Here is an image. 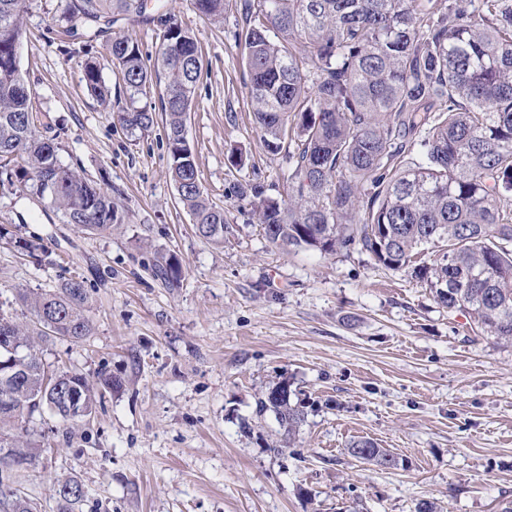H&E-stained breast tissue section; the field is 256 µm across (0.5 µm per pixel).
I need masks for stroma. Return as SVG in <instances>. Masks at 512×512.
<instances>
[{
  "mask_svg": "<svg viewBox=\"0 0 512 512\" xmlns=\"http://www.w3.org/2000/svg\"><path fill=\"white\" fill-rule=\"evenodd\" d=\"M197 40L202 74L187 139L202 187L223 206L220 245L196 236L169 178L162 125L127 134L83 78L94 57L123 90L107 39L65 54L64 0H26L18 48L42 134L63 164L82 168L128 219L88 235L20 186L0 184V226L37 238L23 257L0 239V308L22 315L17 288H55L76 276L90 291L92 333L48 341L57 371L119 383L90 422L62 426L48 412L9 426L43 449L20 470L39 512H58L55 489L77 477L79 512H501L512 501V347L475 336L423 284L353 249L323 254L267 241L240 184L284 197L294 145L270 152L253 121L249 75L236 37L243 0L220 24L191 0H146ZM176 256L179 287L153 276ZM306 403L293 438L257 402L279 382ZM372 439L397 466L349 455Z\"/></svg>",
  "mask_w": 512,
  "mask_h": 512,
  "instance_id": "1",
  "label": "stroma"
}]
</instances>
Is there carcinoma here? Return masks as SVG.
Segmentation results:
<instances>
[{
  "label": "carcinoma",
  "instance_id": "carcinoma-1",
  "mask_svg": "<svg viewBox=\"0 0 512 512\" xmlns=\"http://www.w3.org/2000/svg\"><path fill=\"white\" fill-rule=\"evenodd\" d=\"M25 0H0V171L45 202L64 224L102 233L125 223L112 193L58 159L42 137L17 56ZM212 23L224 21L229 0H192ZM145 0H68L71 36L81 44L118 17L145 16ZM238 46L249 73L248 94L267 148L283 140L293 169L286 198L261 186L237 187L250 200L268 242L324 253L358 248L393 271H404L466 317L472 333L512 346V5L508 0H245ZM163 44L149 64L137 42L114 36L112 63L126 95L112 100L96 61L84 80L126 132L163 122L169 177L195 234L224 243V207L204 194L186 117L202 64L195 36L169 13L150 17ZM158 102H153V96ZM173 288L179 260L154 263ZM29 317L0 311V387L16 401L0 409V425L39 407L64 424L96 412L97 382L46 370L36 349L48 340L79 343L92 332L86 281L68 278L52 290L17 289ZM79 388L85 413L61 407V386ZM258 412L275 414L292 437L304 421L303 401L278 383L259 398ZM348 452L392 467L397 459L369 438ZM31 465L37 454L18 437H0V456ZM16 475L0 471V512H34L15 490ZM59 512H76L86 498L71 478L56 489Z\"/></svg>",
  "mask_w": 512,
  "mask_h": 512
}]
</instances>
